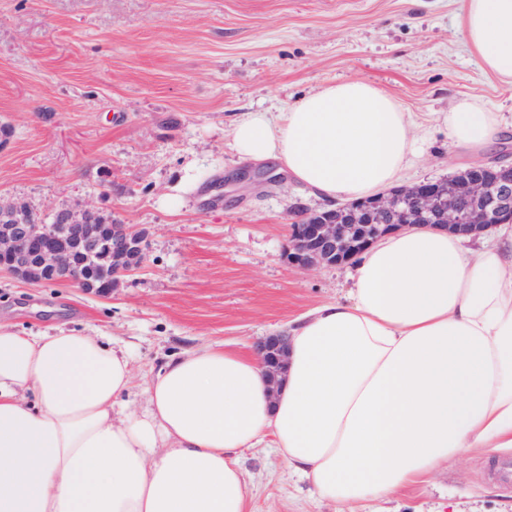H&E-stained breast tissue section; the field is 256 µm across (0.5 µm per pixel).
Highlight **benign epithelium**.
Masks as SVG:
<instances>
[{
  "instance_id": "obj_1",
  "label": "benign epithelium",
  "mask_w": 512,
  "mask_h": 512,
  "mask_svg": "<svg viewBox=\"0 0 512 512\" xmlns=\"http://www.w3.org/2000/svg\"><path fill=\"white\" fill-rule=\"evenodd\" d=\"M512 166L476 168L466 185L422 182L383 197L335 209L304 213L291 225L288 257L308 270L353 261L378 238L410 225L440 226L453 233L479 234L512 214ZM0 271L33 285L70 283L106 297L147 261L148 229L113 222L99 224L92 208L58 223L38 222L28 205L0 200ZM289 337L275 333L255 345L271 394L285 373Z\"/></svg>"
}]
</instances>
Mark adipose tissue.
I'll return each mask as SVG.
<instances>
[{"mask_svg": "<svg viewBox=\"0 0 512 512\" xmlns=\"http://www.w3.org/2000/svg\"><path fill=\"white\" fill-rule=\"evenodd\" d=\"M476 65L512 85V0H464ZM481 148L502 118L468 98L445 116ZM410 113L375 85L331 82L286 111L244 113V159L272 161L316 196L363 200L415 159ZM441 227L380 238L351 298L297 318L270 395L250 351L169 360L142 412L124 348L100 336L0 325V512H250L239 453L272 444L313 492L360 505L474 450L512 451V225L471 248Z\"/></svg>", "mask_w": 512, "mask_h": 512, "instance_id": "1", "label": "adipose tissue"}]
</instances>
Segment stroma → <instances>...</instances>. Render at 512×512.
<instances>
[{"instance_id": "obj_1", "label": "stroma", "mask_w": 512, "mask_h": 512, "mask_svg": "<svg viewBox=\"0 0 512 512\" xmlns=\"http://www.w3.org/2000/svg\"><path fill=\"white\" fill-rule=\"evenodd\" d=\"M463 0H0V199L44 222L95 208L150 231L148 260L111 296L0 275V324L82 330L126 345L137 377L200 348L255 344L343 300L347 267L288 262L298 211L328 209L296 183L217 198L268 161L226 146L233 121L281 112L334 81L390 93L427 129L401 183L444 181L472 161L443 121L461 97L505 118L483 155L512 164V85L479 69L458 33ZM501 453L475 454L364 512H512ZM241 463L251 512H341L275 448Z\"/></svg>"}]
</instances>
